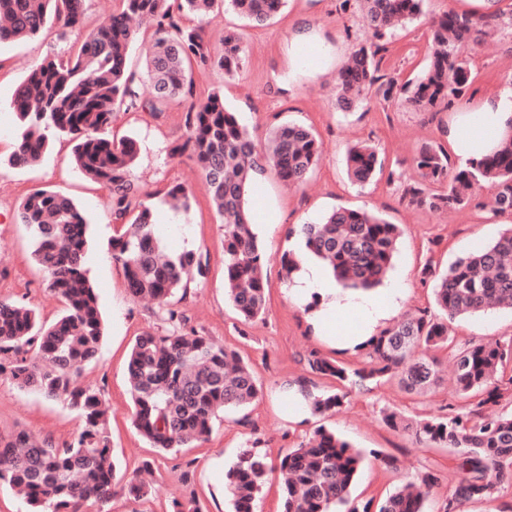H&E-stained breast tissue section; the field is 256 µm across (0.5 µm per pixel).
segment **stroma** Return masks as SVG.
<instances>
[{
    "label": "stroma",
    "instance_id": "obj_1",
    "mask_svg": "<svg viewBox=\"0 0 512 512\" xmlns=\"http://www.w3.org/2000/svg\"><path fill=\"white\" fill-rule=\"evenodd\" d=\"M456 6V0H427L426 20L395 29L387 40L381 75L401 82L420 77L427 64V19ZM118 7L119 0H86L80 25L63 41L56 31L48 30L32 39L0 43L1 159L11 156L19 141L20 131L10 106L17 86L35 66L98 28ZM229 32L240 34L248 48L241 72L230 78L219 69L194 70L197 93L204 96L220 91L225 106L236 113L256 145H264L276 126L296 122L311 128L321 148V160L302 187H288L270 168L256 175L251 203L276 216L275 223L256 226L260 244L271 257L266 268L265 320L242 325L225 298L222 220L209 202L197 165L171 153L185 132L182 106L171 105L158 116L134 110L118 112L112 133L136 142L135 180L149 194L147 204L155 222L170 226L166 247L195 251L207 263L205 282L190 288L184 297H173L172 305L184 311L190 326L235 350L251 365L263 385L261 396L244 415H220L208 441L175 455L153 447L133 428L128 356L137 336L165 330L166 311L130 295L122 266L112 259L111 241L119 226L112 221L109 193L79 173L72 144L66 139L54 140L36 167L0 168V299L35 309L48 324L61 315L63 306L47 288L45 275L33 259V240L18 222V209L37 189L67 194L88 218L85 267L98 287L104 322L98 355L84 367L82 378L100 388L110 410L106 434L118 478L128 480L146 462L154 472L149 498L138 500L120 491L107 504V512H172L174 501L191 497L203 504L204 512H234L224 476L243 448L256 441L262 451L275 458L320 427L335 431L362 453L355 495L377 498L406 479L436 471L441 481L430 492L428 512H443L459 478L455 449L417 447L409 436L383 424L382 411L393 408L415 418L441 415L457 401L450 380H443L425 397L405 394L393 382L372 384L352 391L339 412L312 414L300 421L289 419L288 387L302 382L317 392L336 387L334 381L307 368L303 357L308 351H319L353 368L361 365L363 355L340 352L314 333L303 307L288 299L279 257L301 245V224L331 210L343 207L376 212L402 229L386 283L405 289L406 298L398 311L403 317L434 306L431 286L420 280L424 264L443 270L512 227V213L495 217L483 210L480 203L489 195L485 189L478 193V204L462 209L436 211L409 205L402 187L418 178L413 158L424 144L447 145L445 130L454 113L420 112L401 100L383 103L375 98L352 112L337 109L336 66L367 38L355 9L341 10L339 0H287L263 27L251 26L230 10L214 13L205 26L207 38L218 48ZM311 43L323 50L316 67L302 64L299 57L302 46ZM469 62L474 80L465 103L473 106L512 85V33L502 32L475 47ZM364 140L376 146L383 170L361 187L348 179L344 160L348 148ZM177 183L191 196L189 210L180 213L168 210L163 203L165 192ZM450 337L457 345L512 338V310L458 319ZM20 428L61 446L78 438L81 421L62 399L20 389L0 376V433ZM377 451L396 457L397 468L376 461L373 454Z\"/></svg>",
    "mask_w": 512,
    "mask_h": 512
}]
</instances>
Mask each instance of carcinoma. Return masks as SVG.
Wrapping results in <instances>:
<instances>
[{
	"instance_id": "1",
	"label": "carcinoma",
	"mask_w": 512,
	"mask_h": 512,
	"mask_svg": "<svg viewBox=\"0 0 512 512\" xmlns=\"http://www.w3.org/2000/svg\"><path fill=\"white\" fill-rule=\"evenodd\" d=\"M355 2L363 26L371 35L353 51L337 74V107L350 112L373 94L384 102L403 99L420 112H439L464 100L471 72L465 50L485 37L512 26L501 11L446 12L430 24L428 64L415 81H379L376 72L379 41L393 31L392 23L417 21L426 0H342ZM119 12L86 35L64 55L35 67L13 93L10 106L23 128L17 150L8 159L15 168L38 165L49 136H66L74 143L73 161L88 179L109 192L112 217L123 232L112 238V258L121 264L130 293L166 307L172 329L145 332L128 358V384L135 429L155 448L176 453L203 443L226 411L248 407L262 392L251 367L237 352L213 342L188 325L182 311L167 306L177 292L204 282L206 264L193 251L165 252L153 231L151 209L141 201L132 179L136 142L107 135L114 114L141 110L153 116L173 103L185 105L186 136L172 155L196 163L210 189V202L224 224V288L244 325L264 320L267 297L263 268L269 261L251 221L247 188L265 164L286 184L299 187L318 165L321 153L313 132L288 122L274 128L260 151L235 113L214 91L196 96L195 67L237 75L246 47L234 33L224 35L218 50L205 37L203 22L229 7L259 27L269 22L285 0H120ZM86 0H0V42L36 37L54 26L63 38L76 28ZM145 17L155 29L144 70L136 74L128 58L134 40L129 22ZM152 87L144 98L141 84ZM413 165L419 180L405 190L411 205L430 210L465 208L476 190L491 195L480 203L494 215L512 212V136L496 151L465 166L451 164L435 144L423 145ZM349 179L369 183L381 167L376 148L368 142L352 145L345 157ZM170 205L187 209L190 198L179 184L168 192ZM18 222L34 240L33 257L46 272V285L64 305L53 323H42L23 305L0 301V375L19 388L62 398L82 422L78 439L62 447L33 437L24 429L0 434V487L17 492L27 512H84L87 504L104 506L117 487L136 499L147 497L150 482L119 485L112 448L105 435L107 411L100 389L79 380L82 367L97 355L103 336L102 316L84 265L88 222L66 195L46 189L21 203ZM299 234L305 246L328 265L345 288L369 290L390 268L401 235L398 225L380 215L349 208L335 209L304 224ZM421 280L433 279L438 313L421 310L372 338L357 368L310 351L311 372L336 381L334 392L314 394L301 387L315 414L333 413L345 403L348 390L383 379L407 394L426 396L441 380L432 350L448 343V324L496 309L512 310V227L496 241L467 253L441 273L430 264ZM455 394L468 403L448 412L415 420L397 411L383 413V423L414 439L420 448H455L459 479L444 512H460L474 499L492 500L512 487V339L468 342L451 352ZM361 452L319 428L303 444L273 462L257 444L242 450L226 474V490L234 512H256L264 478L282 477L283 512H426L425 502L439 475L428 472L401 483L389 495L356 500L351 491Z\"/></svg>"
}]
</instances>
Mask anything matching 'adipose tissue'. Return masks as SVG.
<instances>
[{
	"label": "adipose tissue",
	"mask_w": 512,
	"mask_h": 512,
	"mask_svg": "<svg viewBox=\"0 0 512 512\" xmlns=\"http://www.w3.org/2000/svg\"><path fill=\"white\" fill-rule=\"evenodd\" d=\"M511 119V87L494 98L482 100L476 108L459 109L447 133L457 160L465 164L495 150ZM299 266L288 288L290 300L308 305L312 296H319L316 307L308 305V321L318 336L343 352L363 349L395 316L404 298L402 289L389 288L377 295L355 300L335 288L326 272L312 261L300 260Z\"/></svg>",
	"instance_id": "obj_1"
}]
</instances>
